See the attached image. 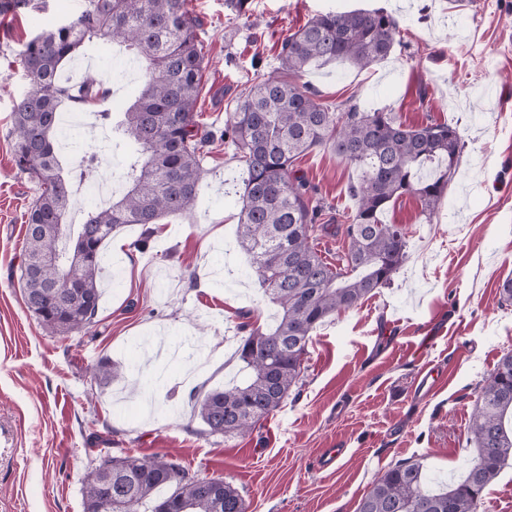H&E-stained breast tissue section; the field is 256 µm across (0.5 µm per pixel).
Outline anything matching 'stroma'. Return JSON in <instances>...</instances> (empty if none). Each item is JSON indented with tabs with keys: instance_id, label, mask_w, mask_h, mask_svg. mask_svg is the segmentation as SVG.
<instances>
[{
	"instance_id": "35a3bbf8",
	"label": "stroma",
	"mask_w": 512,
	"mask_h": 512,
	"mask_svg": "<svg viewBox=\"0 0 512 512\" xmlns=\"http://www.w3.org/2000/svg\"><path fill=\"white\" fill-rule=\"evenodd\" d=\"M83 0H48L0 23V512H85L84 489L106 455L178 457L231 481L248 512H357L373 481L420 462L431 489L459 479L475 450L467 429L477 393L512 351V0H187L200 23L199 120L219 131L243 85L276 69L283 39L327 10L381 9L400 21L388 59L360 70H309L321 101L389 108L410 126H459L465 146L432 222L415 197L384 213L406 229L408 258L389 285L314 330L303 374L282 408L243 436L213 435L203 395L239 381L241 323L273 324L277 309L237 242L240 206L225 195L242 165L217 140L191 211L122 241L103 271L92 324L45 335L19 282L25 213L37 187L12 157V115L28 82L16 59L38 30L78 14ZM296 167L322 209L318 247L334 257L354 208L358 171L318 148ZM111 363L103 385L93 370ZM436 380L414 396L420 368ZM342 454L328 472L320 449Z\"/></svg>"
}]
</instances>
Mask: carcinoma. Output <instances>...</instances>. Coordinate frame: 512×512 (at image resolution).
I'll use <instances>...</instances> for the list:
<instances>
[{
	"mask_svg": "<svg viewBox=\"0 0 512 512\" xmlns=\"http://www.w3.org/2000/svg\"><path fill=\"white\" fill-rule=\"evenodd\" d=\"M35 8L33 0H0V17ZM198 27L187 0H85L78 15L38 32L18 51L30 89L13 112L12 154L38 187L19 280L27 310L49 336L92 323L101 251L114 231L185 214L196 202L204 147L214 138L196 119L203 69ZM399 33V20L381 9L319 14L284 39L280 66L246 83L227 112L220 137L235 147L245 170L238 241L278 319L268 330L242 323L238 355L248 378L197 403L212 434H241L277 412L300 379L311 332L391 282L408 246L401 225L381 220L391 203L412 195L429 222L445 197L464 147L457 126H409L392 111L324 104L302 81L311 67L335 61L368 68L391 54ZM94 41L121 45L140 62L143 82L122 118L98 112L111 136L131 146L121 175L125 190L86 213L72 246L64 217L74 180L98 158L85 151L77 166L63 167L55 149L57 115L66 101L89 104L109 91L94 74L66 86L59 72ZM319 147L359 171L349 187L356 206L346 216L348 247L333 263L315 248L320 206L295 169L299 157ZM67 277L70 290L62 287ZM468 439L476 455L463 479L431 490L420 464L402 462L372 484L357 512H478L484 490L512 458V352L480 388ZM103 460L110 468L89 475L85 512H100L108 494L112 512H247L231 482L201 477L172 456ZM163 488L167 493L158 494Z\"/></svg>",
	"mask_w": 512,
	"mask_h": 512,
	"instance_id": "cac0c4a2",
	"label": "carcinoma"
}]
</instances>
